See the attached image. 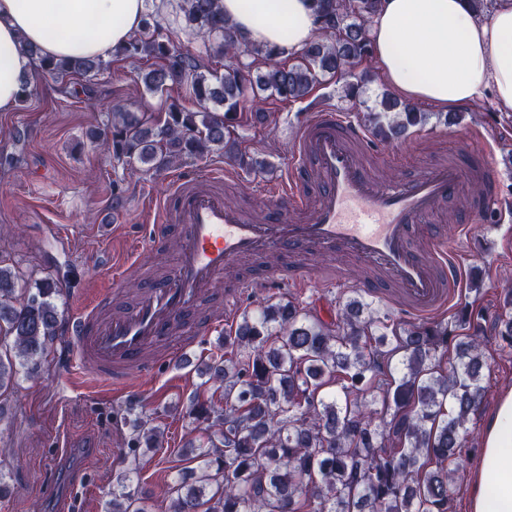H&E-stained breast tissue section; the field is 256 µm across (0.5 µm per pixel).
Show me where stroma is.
<instances>
[{"label": "stroma", "instance_id": "stroma-1", "mask_svg": "<svg viewBox=\"0 0 512 512\" xmlns=\"http://www.w3.org/2000/svg\"><path fill=\"white\" fill-rule=\"evenodd\" d=\"M147 64L141 60L110 61L105 70L59 79L30 76L32 92L13 111L0 112V265L28 276L58 277L63 285L57 304L63 317L76 309L77 298L98 302L100 314L133 304L144 281L162 274L175 253L174 239L163 242L146 262L125 272L128 287L111 292L109 270L97 256L108 252L123 258L130 245L144 240V227L154 220L149 199L164 198L173 177L189 178L216 167L229 170L218 188L226 200L247 209L259 221L266 220V192L293 164L292 147L300 116L317 103H324L356 118L381 111V101L391 87L376 58L356 63L355 71H367L370 79L357 95H348L344 79L325 77L300 101L267 100L258 109L265 121L245 120L236 129L239 148L266 160L261 170L238 165L222 152L201 160L173 165L157 174L141 166L122 167L113 162L96 139L99 130L112 121L113 107L127 112H148L164 120L169 105L180 102L193 109L191 100L177 90L152 93L139 78ZM428 115L424 126L412 128L398 140L378 141L377 147L390 160L375 166L376 177L392 184L429 165L447 160L457 148L486 149L499 174L502 207L487 211L471 226L463 243L467 254L462 287L455 299L438 310L454 333L467 335L458 315L469 307L483 315L486 347V395L473 417L468 438V460L452 486V512H469L473 471L481 448L485 425L498 398L512 390V343L497 336L495 319L499 298L512 290V112L501 111L492 94L460 108L457 123L445 121L444 109L418 103ZM277 255L233 262L225 271L221 291L205 296L199 313L212 317L224 311L223 290L236 279L277 268ZM312 274L304 288L256 289L239 305L251 311L258 305L293 300L311 314L331 320L339 303L351 293V284L375 277L374 269L345 260L333 253L310 257ZM481 292H474V284ZM226 324H219L206 343L197 347L191 360L174 368H160L152 376L134 377L135 397L101 391L93 381L77 380L64 370L58 354H50L39 379L21 381L0 395L5 412L0 429V462L8 471L10 493L0 498V512H77L65 500L46 501L43 492L51 468L80 467L87 477L85 489L89 512H108L115 474L128 458L130 422L141 414L165 431L157 451L137 461L138 489L148 498L151 512H165V492L179 471L186 467L188 442L204 436V424L189 415L193 397H210L211 386L201 385L197 363L222 354ZM66 428L74 447L69 455L54 458L52 441L59 428Z\"/></svg>", "mask_w": 512, "mask_h": 512}]
</instances>
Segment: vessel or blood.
Wrapping results in <instances>:
<instances>
[{"label": "vessel or blood", "mask_w": 512, "mask_h": 512, "mask_svg": "<svg viewBox=\"0 0 512 512\" xmlns=\"http://www.w3.org/2000/svg\"><path fill=\"white\" fill-rule=\"evenodd\" d=\"M372 149L368 131L354 118L314 107L299 121L294 165L268 193L275 215L263 222L208 189L212 174L177 179L154 213L157 233L175 234L171 270L146 283L124 311L100 317L95 305L80 306L64 328L71 366L125 391L132 375L171 365L216 326V319L199 318L195 309L238 257L334 252L381 272V279L360 283L364 292L382 297L387 287L399 288L406 310L419 317L446 306L460 286L465 255L459 243L468 238L470 222L496 201L498 170L488 154L465 152L385 185L362 161ZM470 182L483 193L468 210L469 223L454 232L442 229L438 218L463 200ZM282 283L276 273L248 277L224 302Z\"/></svg>", "instance_id": "b4317fda"}]
</instances>
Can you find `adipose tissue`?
Here are the masks:
<instances>
[{"label":"adipose tissue","mask_w":512,"mask_h":512,"mask_svg":"<svg viewBox=\"0 0 512 512\" xmlns=\"http://www.w3.org/2000/svg\"><path fill=\"white\" fill-rule=\"evenodd\" d=\"M222 2L255 45L297 51L318 30L311 0ZM148 8V0H0V112L14 109L36 57L110 59ZM368 36L385 80L404 97L458 108L489 90L512 111V0L485 17L467 0H384ZM479 476L470 512H512V391L484 430Z\"/></svg>","instance_id":"adipose-tissue-1"}]
</instances>
